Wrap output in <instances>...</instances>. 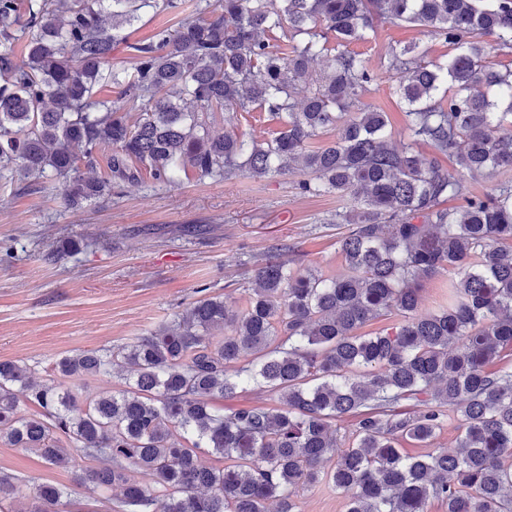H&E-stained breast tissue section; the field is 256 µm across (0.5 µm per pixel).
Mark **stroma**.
<instances>
[{
  "instance_id": "stroma-1",
  "label": "stroma",
  "mask_w": 512,
  "mask_h": 512,
  "mask_svg": "<svg viewBox=\"0 0 512 512\" xmlns=\"http://www.w3.org/2000/svg\"><path fill=\"white\" fill-rule=\"evenodd\" d=\"M411 41L432 59L448 51L427 29L387 20L354 49L378 72L391 47ZM300 179L213 183L189 172L168 185L144 173L80 208L55 183L0 185V361L27 363L43 379L56 359L125 346L202 296L240 310L250 266L275 246L290 247L301 266L343 274L332 218L351 200L301 195ZM65 238L79 240L80 251L49 261ZM0 471L65 488L68 512H121L120 488L94 493L74 469L1 439Z\"/></svg>"
}]
</instances>
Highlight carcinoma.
Returning a JSON list of instances; mask_svg holds the SVG:
<instances>
[{"label": "carcinoma", "instance_id": "carcinoma-1", "mask_svg": "<svg viewBox=\"0 0 512 512\" xmlns=\"http://www.w3.org/2000/svg\"><path fill=\"white\" fill-rule=\"evenodd\" d=\"M183 5L0 0V178L55 180L78 207L143 170L165 184L190 169L217 183L297 170L300 194L353 198L331 219L351 225L337 241L347 273L323 276L273 249L253 265L241 311L201 299L116 351L57 360L65 377L119 380L84 406L55 379L36 384L27 365L0 362V439L79 468L101 493L122 488L127 512H296V492L323 480L346 512H427L432 499L448 512H512V370H488L512 350V181L484 194L469 184L512 169V69L486 62L490 38L512 53V0H196L174 29L128 45L129 66L112 64L129 28ZM380 19L424 27L451 50L435 61L416 42L388 53L408 117L401 149L386 114L362 103L377 75L349 49ZM319 58L327 70L314 78ZM108 84L114 99L98 96ZM254 109L278 122L270 137L230 129ZM330 130L333 141L309 148ZM106 146L112 179L86 176ZM442 272L448 302L423 313L420 282ZM382 317L397 322L361 332ZM251 385L280 407L226 415L209 403ZM22 397L42 417L25 415ZM451 414L456 452L403 451L404 440L430 446ZM348 415L356 434L340 452L332 423ZM131 467L148 480H131ZM19 493L0 471V512H17ZM64 495L36 484L28 512H60Z\"/></svg>", "mask_w": 512, "mask_h": 512}]
</instances>
